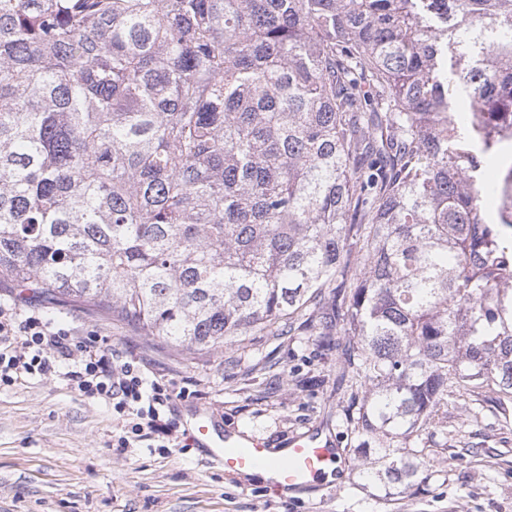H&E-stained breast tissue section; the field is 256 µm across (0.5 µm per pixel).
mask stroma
Here are the masks:
<instances>
[{"instance_id":"1","label":"stroma","mask_w":512,"mask_h":512,"mask_svg":"<svg viewBox=\"0 0 512 512\" xmlns=\"http://www.w3.org/2000/svg\"><path fill=\"white\" fill-rule=\"evenodd\" d=\"M27 308L72 328L107 336L142 360L153 379L190 384L174 415L181 447L123 448L112 402L81 395L59 379L32 377L0 387V512H512V424L502 425L493 393L441 409L445 433L421 436L435 467L426 482L387 494L360 466L362 438L347 427L351 389L336 353H316L306 336L258 339L207 354L179 352L161 339L79 305ZM205 406L225 430L275 447L312 432L346 459L342 480L283 495L259 477L228 474L190 446L183 411Z\"/></svg>"}]
</instances>
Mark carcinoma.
<instances>
[{
    "label": "carcinoma",
    "mask_w": 512,
    "mask_h": 512,
    "mask_svg": "<svg viewBox=\"0 0 512 512\" xmlns=\"http://www.w3.org/2000/svg\"><path fill=\"white\" fill-rule=\"evenodd\" d=\"M511 185L512 0H0V280L194 354L308 333L401 492L449 400L509 421Z\"/></svg>",
    "instance_id": "1"
}]
</instances>
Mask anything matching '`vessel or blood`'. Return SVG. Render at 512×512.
<instances>
[{
	"instance_id": "obj_1",
	"label": "vessel or blood",
	"mask_w": 512,
	"mask_h": 512,
	"mask_svg": "<svg viewBox=\"0 0 512 512\" xmlns=\"http://www.w3.org/2000/svg\"><path fill=\"white\" fill-rule=\"evenodd\" d=\"M193 441L203 448L210 461L225 470L238 472L266 468L274 486L291 491L309 487L333 463L336 450L319 434L290 438L283 458L267 455V444L247 433L224 432L206 410H197L193 419Z\"/></svg>"
}]
</instances>
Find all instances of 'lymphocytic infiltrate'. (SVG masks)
<instances>
[{
    "label": "lymphocytic infiltrate",
    "instance_id": "obj_1",
    "mask_svg": "<svg viewBox=\"0 0 512 512\" xmlns=\"http://www.w3.org/2000/svg\"><path fill=\"white\" fill-rule=\"evenodd\" d=\"M24 375L58 376L84 395L111 400L130 433L121 447L133 437L163 444L173 439L172 385L147 377L135 361L119 359L107 337L74 336L39 314H24L16 302L0 301V385Z\"/></svg>",
    "mask_w": 512,
    "mask_h": 512
}]
</instances>
